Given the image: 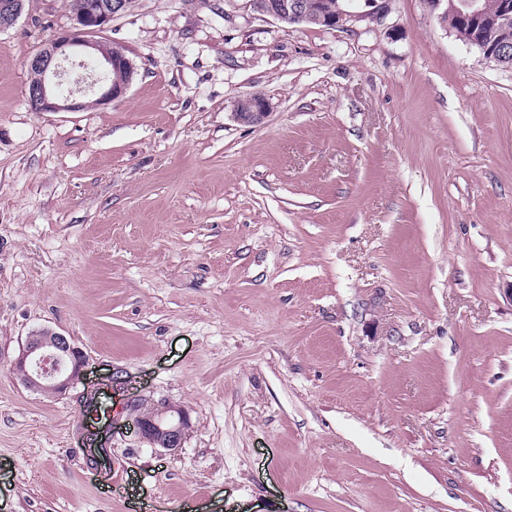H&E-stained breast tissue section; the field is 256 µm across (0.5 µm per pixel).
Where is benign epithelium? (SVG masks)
I'll use <instances>...</instances> for the list:
<instances>
[{
  "instance_id": "7a95c632",
  "label": "benign epithelium",
  "mask_w": 512,
  "mask_h": 512,
  "mask_svg": "<svg viewBox=\"0 0 512 512\" xmlns=\"http://www.w3.org/2000/svg\"><path fill=\"white\" fill-rule=\"evenodd\" d=\"M447 2L444 19L448 29L483 56L498 65L504 63L502 49L482 45L476 26L486 20L482 0H428L429 10ZM387 0H365L332 14L315 0H266L263 14L281 23L316 22L327 29L343 28L349 22L380 20L388 13ZM123 0H86L74 13L73 26L44 43L28 61L30 74L28 104L34 112H73L85 109L87 102L79 91L63 89L73 69L94 66L99 73L120 72L116 79L98 77L92 83L95 104L122 98L135 73L133 62L118 48L94 39L113 18L122 14ZM24 10L23 0H0V31L15 25ZM269 114V103L261 95L237 103L235 118L247 125H260ZM12 368L29 389L62 395L84 377L85 356L71 337L43 328L26 337ZM138 434L152 445L174 453L182 447L190 420L178 407L164 406L139 414L135 419Z\"/></svg>"
}]
</instances>
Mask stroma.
<instances>
[{
    "label": "stroma",
    "mask_w": 512,
    "mask_h": 512,
    "mask_svg": "<svg viewBox=\"0 0 512 512\" xmlns=\"http://www.w3.org/2000/svg\"><path fill=\"white\" fill-rule=\"evenodd\" d=\"M72 24L0 31V512H512V69L424 0H135L124 98L31 111ZM43 327L57 397L11 370ZM167 405L173 454L132 426ZM313 0H268L263 15L273 17L281 23H308L316 22L323 28H344L347 23L364 19H373L377 22L388 10L385 6L387 0H366L364 5L356 4L345 8L344 0H323L325 11L320 4ZM269 113V103L266 98L255 94L237 103L235 118L243 124L260 125ZM11 366L27 388L62 395L83 379L85 356L71 337L43 328L26 337Z\"/></svg>",
    "instance_id": "obj_1"
}]
</instances>
